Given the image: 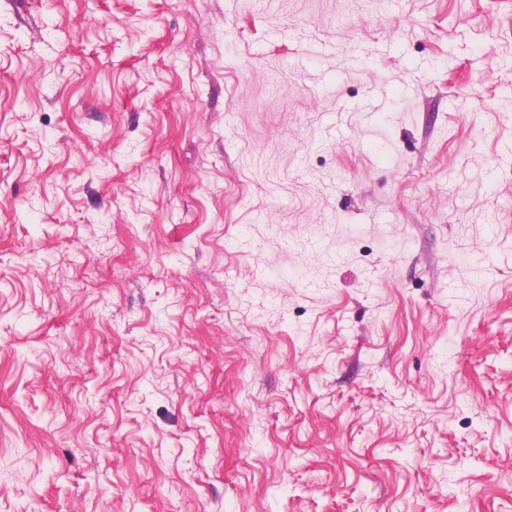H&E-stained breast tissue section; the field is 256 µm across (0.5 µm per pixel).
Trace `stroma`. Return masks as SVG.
<instances>
[{"instance_id":"35a3bbf8","label":"stroma","mask_w":512,"mask_h":512,"mask_svg":"<svg viewBox=\"0 0 512 512\" xmlns=\"http://www.w3.org/2000/svg\"><path fill=\"white\" fill-rule=\"evenodd\" d=\"M0 512H512V0H0Z\"/></svg>"}]
</instances>
